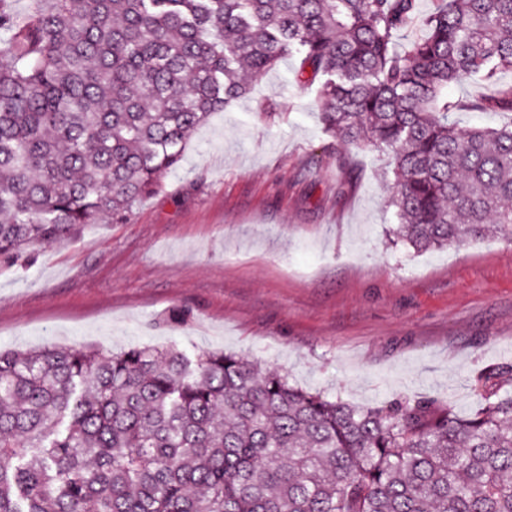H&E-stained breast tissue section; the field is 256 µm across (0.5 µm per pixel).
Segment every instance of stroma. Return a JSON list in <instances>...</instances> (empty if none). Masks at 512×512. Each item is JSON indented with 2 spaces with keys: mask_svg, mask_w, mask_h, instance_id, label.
<instances>
[{
  "mask_svg": "<svg viewBox=\"0 0 512 512\" xmlns=\"http://www.w3.org/2000/svg\"><path fill=\"white\" fill-rule=\"evenodd\" d=\"M296 67L282 59L212 114L125 222L0 263V346L223 350L359 406L430 396L478 411L481 375L512 363V242L393 243L386 154L353 152L358 180L342 188L338 142ZM487 91L449 84L459 128L512 121L459 110ZM270 102L279 119L264 114ZM176 308L185 322L167 325Z\"/></svg>",
  "mask_w": 512,
  "mask_h": 512,
  "instance_id": "stroma-1",
  "label": "stroma"
}]
</instances>
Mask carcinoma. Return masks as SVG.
<instances>
[{
	"mask_svg": "<svg viewBox=\"0 0 512 512\" xmlns=\"http://www.w3.org/2000/svg\"><path fill=\"white\" fill-rule=\"evenodd\" d=\"M0 0V262L122 223L183 164L191 134L298 57L322 119L388 155L394 235L417 252L512 241V0ZM463 416L429 397L329 399L246 357L176 346L0 350V512H512V395ZM488 92V87L476 78H469L459 83L448 84V110L449 118L459 128L469 129L472 127H498L507 123L512 118V112L505 110H493L489 112H465L459 110L457 104L460 101L470 99Z\"/></svg>",
	"mask_w": 512,
	"mask_h": 512,
	"instance_id": "cac0c4a2",
	"label": "carcinoma"
}]
</instances>
